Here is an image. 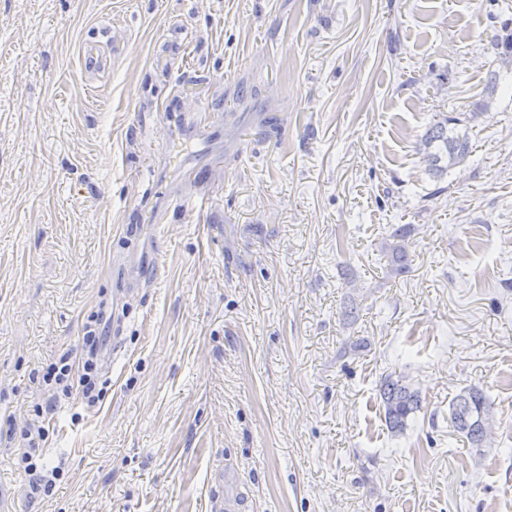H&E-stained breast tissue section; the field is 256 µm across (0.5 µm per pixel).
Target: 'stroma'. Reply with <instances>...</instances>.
I'll return each mask as SVG.
<instances>
[{
    "instance_id": "stroma-1",
    "label": "stroma",
    "mask_w": 512,
    "mask_h": 512,
    "mask_svg": "<svg viewBox=\"0 0 512 512\" xmlns=\"http://www.w3.org/2000/svg\"><path fill=\"white\" fill-rule=\"evenodd\" d=\"M505 27L512 0H0V512H512ZM441 114L472 148L437 177ZM173 131L209 161L195 208L169 207ZM90 325L93 404L43 381ZM388 375L423 399L400 435ZM472 387L478 448L449 412ZM411 230L407 224L393 229L392 237L395 242L392 245V262L399 274L409 273L411 270V258L408 251ZM490 413V406L482 392L476 388L458 394L450 404V420L454 429L465 435L473 447L478 448L483 440L480 432L481 421ZM492 428L489 416L482 423L484 437ZM46 434L48 435L46 429L42 426H38L37 428L29 427L24 434V439L28 440L27 444L29 450L21 454V463L24 464V471L30 475H36L38 471V464L33 459V452L36 451V440L43 441L44 438H46Z\"/></svg>"
}]
</instances>
